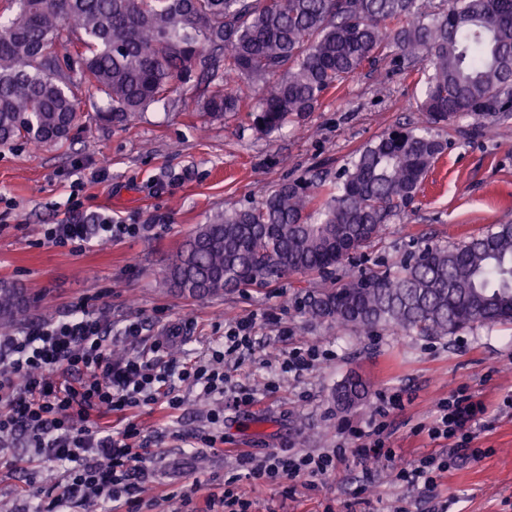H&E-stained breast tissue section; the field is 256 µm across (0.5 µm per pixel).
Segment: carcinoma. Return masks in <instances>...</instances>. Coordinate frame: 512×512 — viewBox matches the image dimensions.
Returning <instances> with one entry per match:
<instances>
[{
  "instance_id": "1",
  "label": "carcinoma",
  "mask_w": 512,
  "mask_h": 512,
  "mask_svg": "<svg viewBox=\"0 0 512 512\" xmlns=\"http://www.w3.org/2000/svg\"><path fill=\"white\" fill-rule=\"evenodd\" d=\"M0 144L67 137L75 91L106 95L112 121L172 92L203 87L198 111L245 112L260 132L316 110L328 93L392 56L418 58L427 126L396 129L360 150L339 185L284 181L261 201L219 212L194 231L164 283L204 299L317 273L305 314L370 333L425 337L512 322V224L452 248L427 245L394 272L332 271L378 239L421 191L445 144L430 127L461 117L484 133L512 117V0H0ZM22 289L0 280V324L26 320ZM349 410L367 396L360 378Z\"/></svg>"
}]
</instances>
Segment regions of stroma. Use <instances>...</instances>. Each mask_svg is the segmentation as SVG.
Segmentation results:
<instances>
[{
    "instance_id": "obj_1",
    "label": "stroma",
    "mask_w": 512,
    "mask_h": 512,
    "mask_svg": "<svg viewBox=\"0 0 512 512\" xmlns=\"http://www.w3.org/2000/svg\"><path fill=\"white\" fill-rule=\"evenodd\" d=\"M420 77L383 59L329 93L305 119L272 134L255 129L242 112L214 117L196 111L189 89L177 107L154 104L115 124L100 117L105 97L83 88L79 120L67 138L37 149L22 140L0 146V279L24 288L30 323L47 315L65 318L83 305L110 324L113 349L145 352L161 365L221 342L236 320L256 319L255 354L224 360V396L204 398L187 389L179 410L158 404L133 409L155 452L140 512H173V504L160 499L169 492L192 494L203 512L205 500L195 485L223 482L233 467L230 457L210 450V435L223 436L225 447L260 456L348 446L368 429L372 398L381 391L400 394L403 404L390 414L385 432L400 451L395 462L372 466L352 455L336 473L310 486L297 484L290 494L280 483L255 493L244 481L240 492L256 494L275 510L287 505L288 512H324L329 504L336 512H430L437 502L447 503L448 512H512L511 324L473 326L441 339L392 328L359 336L304 313L306 276L203 300L164 283L174 255L211 215L261 200L285 180L316 176L334 184L358 149L392 127L423 125ZM436 136L445 151L413 204L339 267L336 279L365 269L393 270L426 245L452 247L512 223V119L488 136L472 133L466 119L437 129ZM95 215L143 230L92 242L80 252L45 242L48 225ZM130 321L143 327L135 342L119 334ZM172 329L179 338L170 351L153 353L156 337ZM306 346L321 353L308 371L276 370L288 351ZM352 374L366 382L369 398L344 411L333 392ZM245 388L255 402L234 405ZM463 389L490 408L471 442L483 454L456 458L429 498L397 481L395 470L424 452L448 453L447 441L430 440L423 428L434 421L438 402ZM214 410L223 411V427L211 424ZM30 453L21 437L0 453V512H24L37 488L50 484V464L31 476L14 469V460Z\"/></svg>"
}]
</instances>
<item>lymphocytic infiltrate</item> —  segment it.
Segmentation results:
<instances>
[{
	"label": "lymphocytic infiltrate",
	"mask_w": 512,
	"mask_h": 512,
	"mask_svg": "<svg viewBox=\"0 0 512 512\" xmlns=\"http://www.w3.org/2000/svg\"><path fill=\"white\" fill-rule=\"evenodd\" d=\"M139 226L102 219L96 224H54L44 236L56 246L79 252L92 240H114L138 234ZM255 321L236 322L224 342L212 349L208 361L150 363L144 355L115 357L103 320L84 307L59 321L31 326L19 335L0 334V447L24 434L32 450L31 462L53 463L58 477L41 489L32 512H64L72 501L106 503L114 512H136L137 476L146 471L152 453L141 427L128 410L165 403L178 410L184 404L182 388L200 389L203 396L223 394L225 356L254 354ZM398 395L379 394L371 428L359 433L357 454L365 460L394 461L396 452L383 436L385 418L400 408ZM488 407L471 396H449L438 403L428 427L430 439L457 440L466 449ZM235 472L220 495H206L208 508L223 512H260L259 500L236 488L246 479L255 488L284 480H309L335 472L346 461L336 448L315 455L270 452L263 457L231 449ZM450 461L424 453L410 466L399 468V481L432 491Z\"/></svg>",
	"instance_id": "f902f5d3"
}]
</instances>
